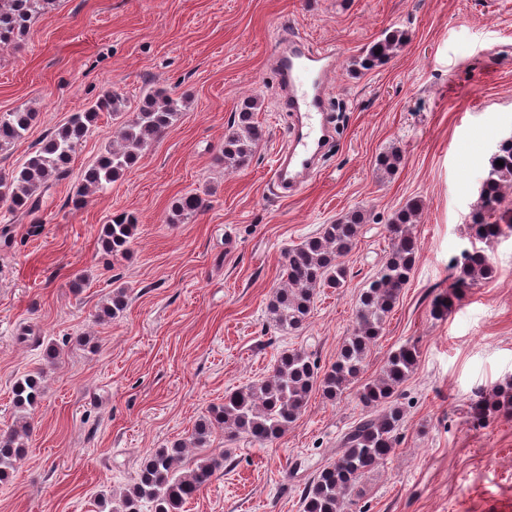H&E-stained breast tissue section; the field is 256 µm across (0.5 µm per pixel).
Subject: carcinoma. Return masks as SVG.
<instances>
[{"label":"carcinoma","instance_id":"1","mask_svg":"<svg viewBox=\"0 0 512 512\" xmlns=\"http://www.w3.org/2000/svg\"><path fill=\"white\" fill-rule=\"evenodd\" d=\"M54 0H0V44L9 46L25 41L35 21L51 12ZM407 40L403 31H393L373 43L358 65L370 70L384 64ZM186 96H174L157 88L142 99L132 117H127V101L105 93L93 106L75 112L51 132L34 155L9 174L0 173V204L12 216L33 215L52 180L66 171L78 146L95 123L99 113H112L119 146L108 147L81 173L73 205L79 206L91 193L106 189L124 175L153 142L160 139L185 107ZM257 101L242 102L238 120L224 136L218 160L224 167L239 170L249 166L254 152L265 137V129L255 120ZM36 119L29 109L0 114V149L22 140ZM504 165H496V161ZM512 185V140L503 141L489 159L487 175L470 216L472 237L480 243L498 238L512 229V202L506 188ZM209 208L208 199L186 193L175 203L173 218L189 219ZM420 204L406 203L393 221L390 252L375 278L360 298L356 325L342 345L336 361L320 370L313 354L304 349L283 352L272 375L224 396V405L211 409L195 423L189 443L175 441L159 448L142 465L133 482L112 501V512H183L188 500L200 494L224 465V458L204 455L195 466L183 471L187 445L206 448L213 428L222 427L229 437L246 435L264 444L280 438L304 410L311 392L318 389L330 400L340 397L358 379L371 347L382 335L387 317L394 309L402 288L410 278L417 246L409 225L416 222ZM365 222L363 210H354L334 224H325L319 235L288 249L283 265L284 284L268 304L271 319L288 331L306 321L319 288H342L347 267L342 261L352 249ZM136 224L118 217L105 225L102 247L112 255L124 254L134 236ZM455 273L448 298H438L435 310L449 307L463 289L487 278L492 267L485 250L465 251L453 266ZM127 307L123 288L112 291L109 303L97 317L114 318ZM419 358L418 348L403 344L393 351L379 376L364 384L359 400L368 408L360 420L342 434L337 443L336 460L319 469L302 490V512H347L349 496L359 493L362 479L395 452L402 408L395 403L396 390L413 373ZM43 372L32 371L13 385L14 405L22 412L32 409L41 398ZM475 418L512 411V382L480 397L472 407ZM30 424L0 430V481L9 478L26 448Z\"/></svg>","mask_w":512,"mask_h":512}]
</instances>
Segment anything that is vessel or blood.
Segmentation results:
<instances>
[{
	"instance_id": "b4317fda",
	"label": "vessel or blood",
	"mask_w": 512,
	"mask_h": 512,
	"mask_svg": "<svg viewBox=\"0 0 512 512\" xmlns=\"http://www.w3.org/2000/svg\"><path fill=\"white\" fill-rule=\"evenodd\" d=\"M335 61L334 50L315 48L299 36L289 37L274 55L282 109L294 118L289 138L272 167L281 196L292 195L307 182L333 136L327 89Z\"/></svg>"
}]
</instances>
